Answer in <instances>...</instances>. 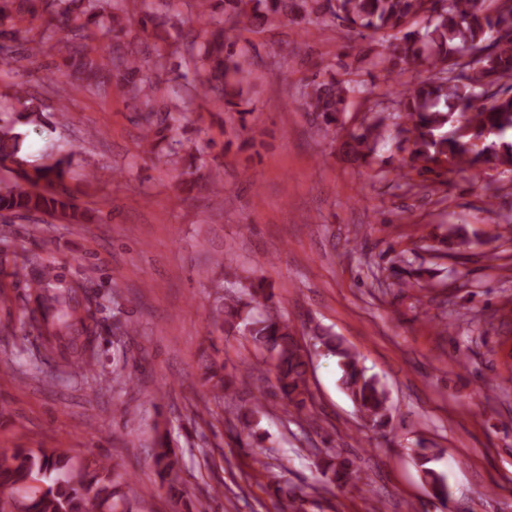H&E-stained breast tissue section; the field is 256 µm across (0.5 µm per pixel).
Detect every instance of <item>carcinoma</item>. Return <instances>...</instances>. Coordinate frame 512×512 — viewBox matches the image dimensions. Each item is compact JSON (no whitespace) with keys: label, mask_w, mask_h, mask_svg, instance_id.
Here are the masks:
<instances>
[{"label":"carcinoma","mask_w":512,"mask_h":512,"mask_svg":"<svg viewBox=\"0 0 512 512\" xmlns=\"http://www.w3.org/2000/svg\"><path fill=\"white\" fill-rule=\"evenodd\" d=\"M128 0H0V33L13 39L27 38L29 28L17 26L25 17L35 20L46 14L57 21L55 29L39 34V44L28 48L29 56L41 52V45L63 30L79 36L80 16H106V32L117 38L124 33L121 18ZM197 16L207 36L204 52L193 71L171 68L174 80L185 91L206 101L219 103L228 113L245 121L240 109L244 70L236 52V42L224 31L238 29L260 33L272 31L286 22L324 24L340 21L360 38L377 35L395 40L393 67L416 64L427 76L399 94L396 117L402 132L409 135L415 156L426 162L442 161L458 171L478 165L512 168V143H497L512 130V0H448L442 12L434 13L430 0H196ZM99 59L84 58L81 68L88 89L98 88L96 72L111 68L116 86L149 100L157 88L144 75L147 62L136 54H125L109 45L98 48ZM457 72L454 77L448 76ZM359 90L352 81L334 76L313 77L301 90L300 108L328 129L336 123L349 94ZM15 98L21 110L0 118V164L15 166L19 183L0 190V211L10 214L45 213L74 224L85 222L66 186L71 155L49 156L40 166H31L22 154L24 129H38L44 112L28 97L22 85ZM184 114L168 111L162 116L152 110L140 114L141 144L148 151L166 146L174 153L192 156L193 147L179 138ZM384 118H373L350 133L356 159L371 158L383 134ZM441 242L448 249L469 243L461 224H450ZM15 275L31 281L25 313L36 336L27 350L36 351L40 363L57 376L69 378L95 371L99 361L96 341L99 303L89 295L79 297V282L64 283L54 268L33 255L23 261ZM240 293L216 308L222 330L245 336L276 360L274 391L261 394L236 420L247 431L249 442L241 448L261 447L263 435L256 431L265 414L268 397L285 400L297 409L310 398L307 385L309 358L295 339L294 327L274 307L273 286L261 278L235 281ZM316 344L338 359L340 382L366 423L383 427L389 421L388 397L378 380L360 367L355 352L329 332L316 333ZM206 382L216 398H229L237 387L224 381V364L206 365ZM415 456L433 498H448L446 478L430 466L434 449L418 448ZM153 464L161 484L176 501L184 497L177 482L179 459L167 433L157 432ZM318 467L327 483L339 488L359 479L353 462L338 454H325ZM0 512H130L116 469L105 460L76 466L56 449L14 448L0 452Z\"/></svg>","instance_id":"obj_1"}]
</instances>
